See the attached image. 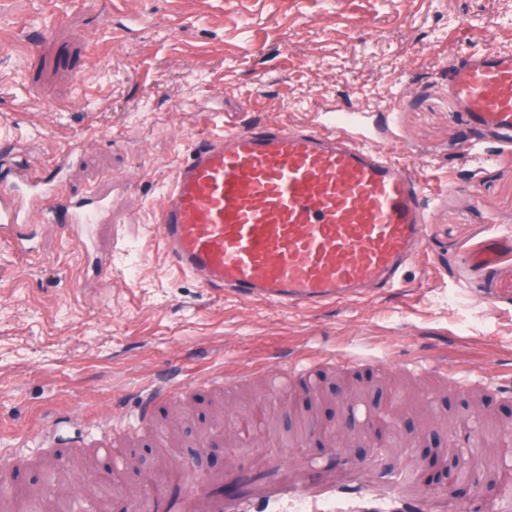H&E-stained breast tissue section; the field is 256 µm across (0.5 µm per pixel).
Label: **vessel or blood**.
Wrapping results in <instances>:
<instances>
[{"label":"vessel or blood","instance_id":"vessel-or-blood-1","mask_svg":"<svg viewBox=\"0 0 512 512\" xmlns=\"http://www.w3.org/2000/svg\"><path fill=\"white\" fill-rule=\"evenodd\" d=\"M448 89L467 129L512 143V52H462L448 65ZM392 132L390 110L340 109L299 129L256 121L204 136L173 169L153 230L178 271L241 303L313 309L398 287L422 253L433 193L416 165L375 150L376 136ZM57 177L33 164L0 176V245L24 249L36 211L73 238L109 216L96 192L67 196ZM510 253L511 238L493 237L469 261L489 273ZM189 387L179 370L145 384L135 426ZM79 423L59 418L51 432L76 445ZM130 503L139 512H468L396 443L349 465L258 453L252 471L230 460L198 476L172 463Z\"/></svg>","mask_w":512,"mask_h":512}]
</instances>
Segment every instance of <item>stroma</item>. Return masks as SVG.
<instances>
[{
  "label": "stroma",
  "instance_id": "stroma-1",
  "mask_svg": "<svg viewBox=\"0 0 512 512\" xmlns=\"http://www.w3.org/2000/svg\"><path fill=\"white\" fill-rule=\"evenodd\" d=\"M512 50V0H0V163L52 165L69 196L96 191L112 216L92 240L38 226L39 250L0 247V474L39 486L59 452L43 437L81 411L90 438L124 433L133 388L181 366L192 388L175 431L197 473L228 460L250 468L232 437L210 447V374L261 373L274 350L351 358L365 402L398 393L402 440L416 457L446 447L461 400L512 422V257L482 274L464 262L487 237L512 238V146L487 139L462 162L466 132L445 68L470 46ZM392 108L379 152L416 163L437 196L427 253L399 288L314 310L205 293L172 267L150 230L186 145L260 117L312 124L326 111ZM112 275L95 279V257ZM448 374L392 373L414 357ZM342 372L317 371L319 399L277 400L256 446L301 445L328 460L330 439L305 435L342 415Z\"/></svg>",
  "mask_w": 512,
  "mask_h": 512
}]
</instances>
